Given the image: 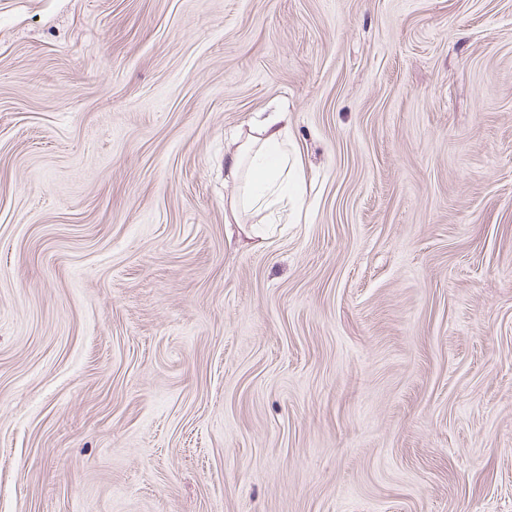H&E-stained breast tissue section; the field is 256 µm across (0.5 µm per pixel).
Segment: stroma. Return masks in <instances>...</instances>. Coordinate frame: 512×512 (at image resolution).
Segmentation results:
<instances>
[{
    "label": "stroma",
    "instance_id": "stroma-1",
    "mask_svg": "<svg viewBox=\"0 0 512 512\" xmlns=\"http://www.w3.org/2000/svg\"><path fill=\"white\" fill-rule=\"evenodd\" d=\"M0 512H512V0H0ZM288 112H257L247 132L238 133L233 148L224 153V168L237 186L229 200L233 221L238 224L241 211L266 209L288 194V177L298 165L290 161Z\"/></svg>",
    "mask_w": 512,
    "mask_h": 512
}]
</instances>
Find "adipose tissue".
<instances>
[{"mask_svg": "<svg viewBox=\"0 0 512 512\" xmlns=\"http://www.w3.org/2000/svg\"><path fill=\"white\" fill-rule=\"evenodd\" d=\"M290 121L285 110L258 112L247 132L238 133L224 155V166L237 186L231 214L268 208L288 192L295 164L288 155Z\"/></svg>", "mask_w": 512, "mask_h": 512, "instance_id": "adipose-tissue-1", "label": "adipose tissue"}]
</instances>
